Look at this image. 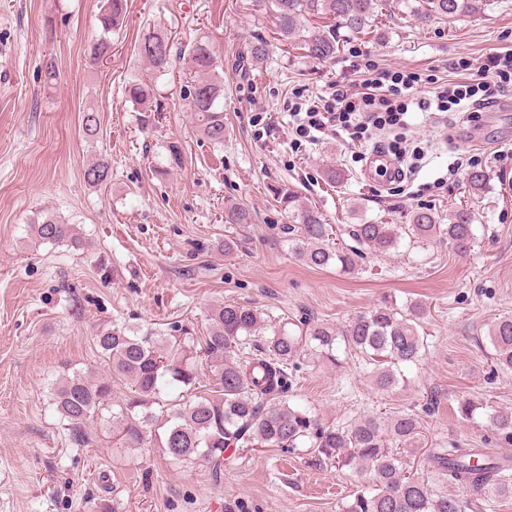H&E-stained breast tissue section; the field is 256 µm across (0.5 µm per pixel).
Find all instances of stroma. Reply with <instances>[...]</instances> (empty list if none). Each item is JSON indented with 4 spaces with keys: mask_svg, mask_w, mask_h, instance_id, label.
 Masks as SVG:
<instances>
[{
    "mask_svg": "<svg viewBox=\"0 0 512 512\" xmlns=\"http://www.w3.org/2000/svg\"><path fill=\"white\" fill-rule=\"evenodd\" d=\"M99 9L100 0H0V512H95L102 498L115 500L116 512H224L237 500L249 512H341L363 483L347 469L245 448L216 484L205 466L176 464L153 447H123L100 419L87 424L81 444L62 425L51 386L64 374L103 370L93 341L100 327L163 335L176 323L202 337L211 308L224 302L255 307L273 324L304 318L336 328L386 298L423 303L428 349L404 386L378 391L357 353H340L334 364L308 351L292 369L296 401L325 426L372 411L417 415L422 436L410 460L420 469L431 448L451 440L512 456L486 423L467 426L454 413L465 395L512 410V374L495 370L488 341L493 321L512 316V117L499 131L485 128L482 112L445 132L417 126L427 153L408 184L364 179L366 149L342 139L296 153L282 132L284 97L344 80L352 52L426 75L512 51V0L424 25L414 6L384 9L363 33L340 30L342 49L327 61L280 41L272 0H128L111 57L94 64ZM150 28L167 34L176 52L162 74L136 52ZM202 36L224 64L220 149L198 134L185 98L182 51ZM258 38L269 52L256 63L245 54ZM49 62L59 78L47 87L40 71ZM134 79L151 87L158 112L145 115L127 100ZM89 106L101 125L90 143L80 133ZM258 112L269 127L253 124ZM481 129L494 145L478 157L488 188L476 199L466 192L465 170L450 165L460 140ZM172 142L182 148V166L167 162ZM98 157L111 162L112 180L92 187L83 171ZM329 164L346 180L326 182ZM280 187L318 209L343 244L345 225L405 224L421 206L443 218L471 206L478 240L464 256L434 245L365 253L356 274L313 269L284 243ZM231 203L249 212L250 223H226ZM47 212L76 225L83 247L36 241L30 226ZM228 238L238 242L230 254Z\"/></svg>",
    "mask_w": 512,
    "mask_h": 512,
    "instance_id": "obj_1",
    "label": "stroma"
}]
</instances>
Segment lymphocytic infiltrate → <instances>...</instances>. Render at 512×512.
<instances>
[{"instance_id": "1", "label": "lymphocytic infiltrate", "mask_w": 512, "mask_h": 512, "mask_svg": "<svg viewBox=\"0 0 512 512\" xmlns=\"http://www.w3.org/2000/svg\"><path fill=\"white\" fill-rule=\"evenodd\" d=\"M348 69L351 79L285 101L291 144L298 149L343 135L353 144L374 143L412 172L424 156L411 136L413 118L444 126L496 103L512 83V52L451 64L446 79L385 68L366 57L350 60Z\"/></svg>"}]
</instances>
